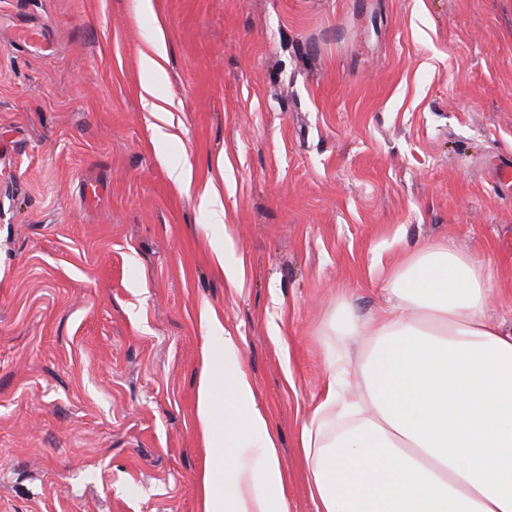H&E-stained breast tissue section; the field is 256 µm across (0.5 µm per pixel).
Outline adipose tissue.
Segmentation results:
<instances>
[{
  "instance_id": "ef3b65f1",
  "label": "adipose tissue",
  "mask_w": 512,
  "mask_h": 512,
  "mask_svg": "<svg viewBox=\"0 0 512 512\" xmlns=\"http://www.w3.org/2000/svg\"><path fill=\"white\" fill-rule=\"evenodd\" d=\"M495 289L490 263L435 241L391 265L380 316L338 301L331 332L360 355L330 361L301 429L317 512H512V332L486 317ZM200 323L199 512H291L239 339L214 308Z\"/></svg>"
}]
</instances>
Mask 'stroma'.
<instances>
[{"instance_id":"1","label":"stroma","mask_w":512,"mask_h":512,"mask_svg":"<svg viewBox=\"0 0 512 512\" xmlns=\"http://www.w3.org/2000/svg\"><path fill=\"white\" fill-rule=\"evenodd\" d=\"M504 161L512 0H0V512H197L207 304L316 512L337 299L377 314L388 266L447 240L512 329Z\"/></svg>"}]
</instances>
